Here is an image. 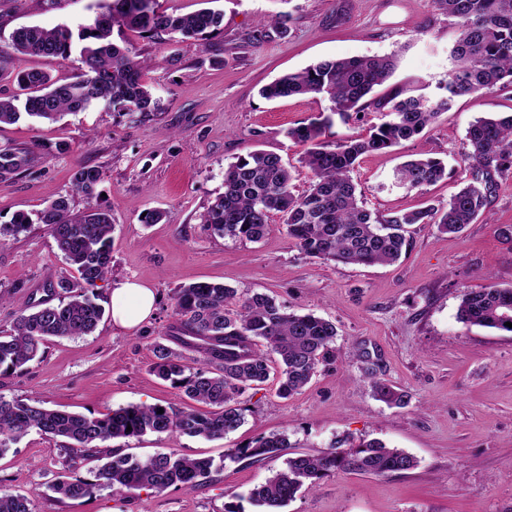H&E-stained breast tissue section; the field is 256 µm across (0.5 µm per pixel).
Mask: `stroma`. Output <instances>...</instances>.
Returning a JSON list of instances; mask_svg holds the SVG:
<instances>
[{
    "mask_svg": "<svg viewBox=\"0 0 512 512\" xmlns=\"http://www.w3.org/2000/svg\"><path fill=\"white\" fill-rule=\"evenodd\" d=\"M93 0H0V54L9 72L0 94H16L12 74L48 72L59 82L81 73L69 58L14 55L10 35L23 25L78 29ZM179 14L211 9L220 27L195 39L151 38L113 29L130 42L146 67L144 81L164 108L150 117L94 105L61 120L20 119L0 127V146L32 149L31 169L0 180V330L46 299V287L70 274L39 212L65 195L72 211L90 204L108 209L112 270L93 295L109 306L113 280L132 278L159 298L148 321L133 331L103 317L93 334L55 338L24 367L0 375V395L36 399L50 409L100 417L129 405L179 404L170 383L151 371L152 344L174 325L172 296L199 281L222 283L238 294L265 293L298 313H314L338 329L333 358L311 383L284 399L277 378L248 390L244 424L219 439L148 433L103 442L137 458L176 452L212 459L215 470L193 489H143L116 495L99 489L60 499L48 485L68 474L92 479L88 460L58 439L29 433L0 455V491L27 494L35 512H227L286 458L378 438L415 457V469L387 476L337 473L297 495L284 512H512V335L457 319L460 294L495 282L512 285V177L487 208L486 220L461 233L433 224L410 228L411 246L391 265H345L301 252L279 214L258 242L214 234L200 216L224 191V169L235 157L265 150L293 163L295 194L311 174L299 166L301 145L288 128L326 111L319 95L269 101L260 88L282 74L326 58L390 56L397 68L381 94L437 96L452 67L458 21L431 0H161ZM291 16L287 36L257 33L279 13ZM512 113V88L455 99L421 136L392 151L363 155L353 174L368 209L379 215L426 205L444 206L467 175L466 132L480 117ZM428 154L445 160L448 177L413 190L395 184L403 162ZM101 168L96 199L74 192L79 166ZM160 211L161 222L145 213ZM24 230L12 232L16 215ZM408 396L403 407L374 397L366 369ZM283 433L282 457L248 464L227 461L231 450L260 436Z\"/></svg>",
    "mask_w": 512,
    "mask_h": 512,
    "instance_id": "35a3bbf8",
    "label": "stroma"
}]
</instances>
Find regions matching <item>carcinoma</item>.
<instances>
[{"instance_id": "obj_1", "label": "carcinoma", "mask_w": 512, "mask_h": 512, "mask_svg": "<svg viewBox=\"0 0 512 512\" xmlns=\"http://www.w3.org/2000/svg\"><path fill=\"white\" fill-rule=\"evenodd\" d=\"M432 2L458 20L447 95L401 98L395 93L374 98L373 93L393 73L394 60L389 56L324 59L280 76L261 89L264 99L313 94L330 103L328 112L287 131L288 138L305 147L299 162L312 175L309 189L294 194L292 172L280 155L250 151L224 169V192L201 215L202 223L224 238L258 242L269 232L271 214L278 213L288 237L306 254L336 263L369 265L398 261L409 245V227L414 224H435L444 233L457 234L485 215L500 181L512 173V113L481 117L471 124L466 135L469 151L464 156L469 178L444 207L430 205L380 217L358 198L351 177L362 155L397 147L418 136L455 98L512 86V0ZM100 9L106 13L105 20L75 32L37 25L12 32L11 46L18 55L65 59L75 42H81L83 73L72 82L59 83L44 71H18L15 81L25 95L23 107H18L15 96L0 97V125L14 124L23 115L55 121L93 104L146 117L160 109L161 99L143 82L144 62L134 47L110 40L113 27L186 39L214 30L222 22L220 14L209 10L186 16L169 13L160 0H103ZM370 106L387 112L390 119L366 136L335 142L322 139L334 119L347 123ZM35 159L28 148L0 146V180L29 169ZM447 176L444 162L428 157L403 163L394 180L415 189ZM103 179L100 168L81 166L74 174L73 190L92 198ZM39 221L77 275H64L48 285L50 292L65 294L58 303L41 301L38 309L20 315L12 329L0 335V369L6 371L34 360L51 338L93 333L105 313L88 291L111 271V214L98 207L74 215L62 196L40 212ZM173 312L182 335L164 336L153 343L152 372L170 382L180 395L211 411L200 414L174 405L137 404L97 418L0 396V454L35 430L61 439L65 447L85 457L108 458L93 481L57 476L50 489L61 499L82 498L101 488L125 494L145 488L157 492L172 486L192 488L210 476L211 460L173 451L141 461L117 449L104 454L99 444L148 432L222 438L245 422L247 408L241 397L269 379L272 363L280 366L279 395L287 398L305 388L319 365L335 352L338 330L333 322L312 313L290 312L263 293L240 297L227 285L196 282L175 291ZM457 319L467 326L512 334V328L504 326L512 323V286L463 291ZM169 340L198 352L199 367L187 364L184 353L169 346ZM259 341L266 343L268 352L255 349ZM367 375L380 400L407 403L406 393L373 379L370 371ZM287 447L286 434H272L234 449L229 458L255 463L278 457ZM416 466L412 455L379 439L341 452L333 447L318 454L299 453L286 460V468L255 487L247 504L260 512H281L303 487L311 488L326 476L339 472L385 476ZM0 512H33L32 501L23 494L0 493Z\"/></svg>"}]
</instances>
